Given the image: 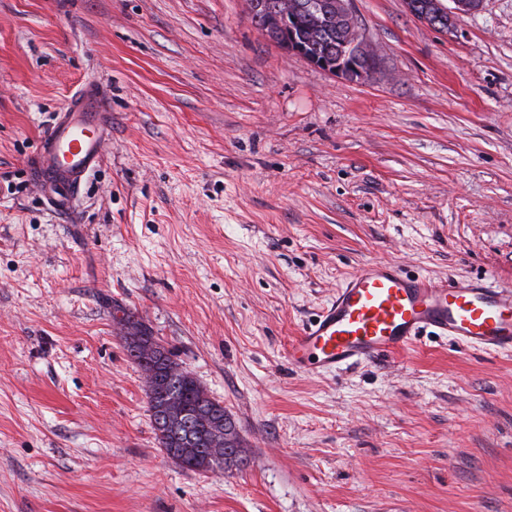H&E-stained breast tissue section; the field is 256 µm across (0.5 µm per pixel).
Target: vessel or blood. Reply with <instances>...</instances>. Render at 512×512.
<instances>
[{
    "label": "vessel or blood",
    "instance_id": "1",
    "mask_svg": "<svg viewBox=\"0 0 512 512\" xmlns=\"http://www.w3.org/2000/svg\"><path fill=\"white\" fill-rule=\"evenodd\" d=\"M109 115L95 94H74L42 137L27 175L66 203L100 163ZM493 353L512 351V287L483 279L410 276L372 260L350 275L335 300L303 327L289 362L321 376L410 346L423 332Z\"/></svg>",
    "mask_w": 512,
    "mask_h": 512
}]
</instances>
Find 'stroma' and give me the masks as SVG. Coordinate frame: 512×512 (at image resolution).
<instances>
[{"mask_svg": "<svg viewBox=\"0 0 512 512\" xmlns=\"http://www.w3.org/2000/svg\"><path fill=\"white\" fill-rule=\"evenodd\" d=\"M353 7L363 84L281 51L247 0H0V512H512V353L424 335L288 364L366 261L512 285V0L447 32ZM87 85L110 126L65 214L26 168ZM120 308L247 466L157 447Z\"/></svg>", "mask_w": 512, "mask_h": 512, "instance_id": "35a3bbf8", "label": "stroma"}]
</instances>
